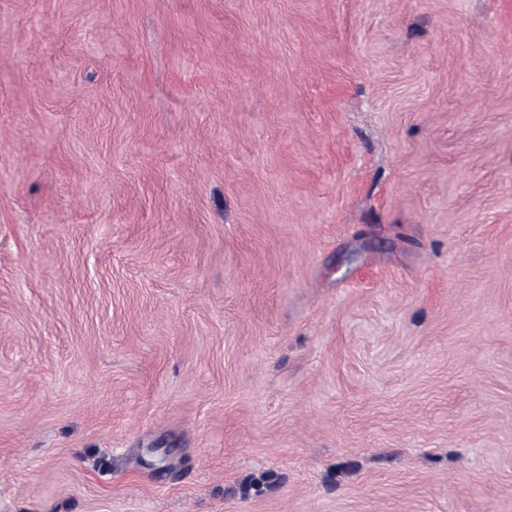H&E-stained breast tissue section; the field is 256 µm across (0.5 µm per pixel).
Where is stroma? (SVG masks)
I'll return each mask as SVG.
<instances>
[{"mask_svg": "<svg viewBox=\"0 0 512 512\" xmlns=\"http://www.w3.org/2000/svg\"><path fill=\"white\" fill-rule=\"evenodd\" d=\"M0 512H512V0H0Z\"/></svg>", "mask_w": 512, "mask_h": 512, "instance_id": "obj_1", "label": "stroma"}]
</instances>
